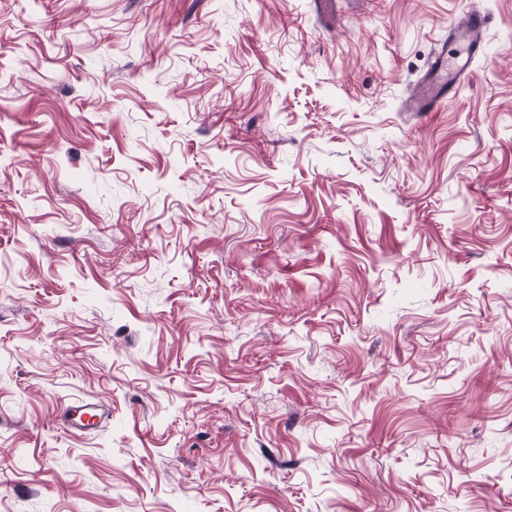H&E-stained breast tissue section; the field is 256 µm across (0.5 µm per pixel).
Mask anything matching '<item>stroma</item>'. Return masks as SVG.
I'll list each match as a JSON object with an SVG mask.
<instances>
[{
  "label": "stroma",
  "instance_id": "obj_1",
  "mask_svg": "<svg viewBox=\"0 0 512 512\" xmlns=\"http://www.w3.org/2000/svg\"><path fill=\"white\" fill-rule=\"evenodd\" d=\"M336 2L0 0V512H512V0ZM491 17L483 10H471L462 25L448 31V39L463 49L449 55L442 48L433 56L416 93L410 101L413 112H435L440 102L454 92L455 85L474 76V62L484 53ZM91 412H99V414H91ZM97 416L99 420L92 422V419ZM104 416L105 409L102 405L87 400H76L63 407L61 417L63 424L72 433L85 434L98 431Z\"/></svg>",
  "mask_w": 512,
  "mask_h": 512
}]
</instances>
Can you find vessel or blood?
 Returning a JSON list of instances; mask_svg holds the SVG:
<instances>
[{"label": "vessel or blood", "instance_id": "obj_1", "mask_svg": "<svg viewBox=\"0 0 512 512\" xmlns=\"http://www.w3.org/2000/svg\"><path fill=\"white\" fill-rule=\"evenodd\" d=\"M490 26L489 14L472 10L467 13L463 24L449 30V39L461 43L462 48L451 55L440 50L433 56L410 101L412 111H436L440 102L453 93L456 84L473 77L474 62L485 50ZM100 409V404L76 400L63 407L62 421L72 433L95 432L99 424L92 421L90 415Z\"/></svg>", "mask_w": 512, "mask_h": 512}]
</instances>
